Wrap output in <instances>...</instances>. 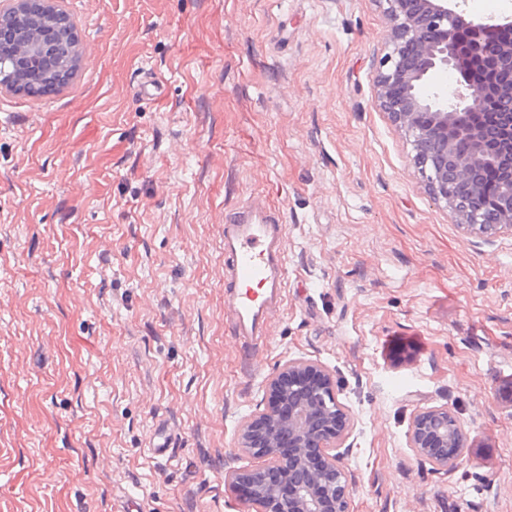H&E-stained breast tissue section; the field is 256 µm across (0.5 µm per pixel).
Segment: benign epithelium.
<instances>
[{
  "label": "benign epithelium",
  "instance_id": "1",
  "mask_svg": "<svg viewBox=\"0 0 512 512\" xmlns=\"http://www.w3.org/2000/svg\"><path fill=\"white\" fill-rule=\"evenodd\" d=\"M384 2L390 52L374 79L379 109L404 131L429 194L456 223L486 236L512 231V40L493 37L512 29V16L477 20L459 10V0ZM70 36L46 10L0 49V67L48 53ZM472 55L490 60L484 86L468 79L466 59ZM448 69L458 74L455 88L421 93L431 73ZM486 169L499 176L490 215L479 181ZM349 428L329 371L290 361L268 381L265 407L245 422L236 448L263 459L268 472L232 470L225 482L247 486L256 512H349L351 486L338 453ZM282 434L293 443L289 457L279 452ZM466 439L457 416L445 405L433 406L414 416L409 447L446 468L460 457ZM448 448L455 452L444 453Z\"/></svg>",
  "mask_w": 512,
  "mask_h": 512
}]
</instances>
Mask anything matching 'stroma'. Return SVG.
Masks as SVG:
<instances>
[{
    "mask_svg": "<svg viewBox=\"0 0 512 512\" xmlns=\"http://www.w3.org/2000/svg\"><path fill=\"white\" fill-rule=\"evenodd\" d=\"M63 7L78 71L0 91V512H244L232 450L300 358L352 418L350 512H512V233L457 224L378 108L382 0ZM253 195L287 288L248 347L220 226ZM439 405L446 470L409 446ZM464 425L448 406H433L417 413L409 433V446L416 455L442 468L452 466L465 448ZM452 448L455 452L452 453ZM448 449V454L443 453Z\"/></svg>",
    "mask_w": 512,
    "mask_h": 512,
    "instance_id": "obj_1",
    "label": "stroma"
}]
</instances>
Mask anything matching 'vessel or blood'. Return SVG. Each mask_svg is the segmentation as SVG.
<instances>
[{
	"mask_svg": "<svg viewBox=\"0 0 512 512\" xmlns=\"http://www.w3.org/2000/svg\"><path fill=\"white\" fill-rule=\"evenodd\" d=\"M224 252L234 332L243 343H261L266 318L281 308L286 291L285 231L264 199L252 198L226 219Z\"/></svg>",
	"mask_w": 512,
	"mask_h": 512,
	"instance_id": "b4317fda",
	"label": "vessel or blood"
}]
</instances>
